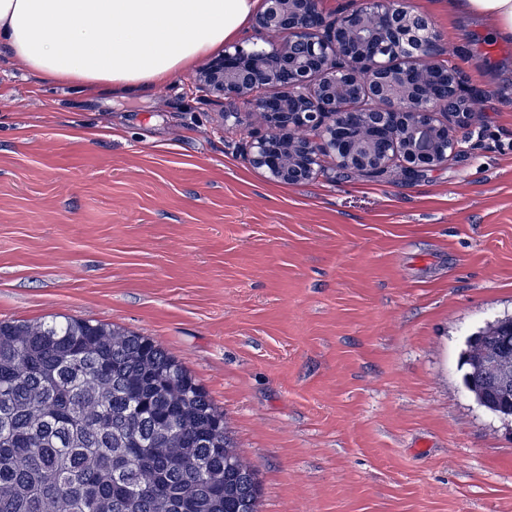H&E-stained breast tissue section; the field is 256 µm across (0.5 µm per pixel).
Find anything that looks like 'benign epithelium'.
I'll list each match as a JSON object with an SVG mask.
<instances>
[{"label": "benign epithelium", "instance_id": "7a95c632", "mask_svg": "<svg viewBox=\"0 0 512 512\" xmlns=\"http://www.w3.org/2000/svg\"><path fill=\"white\" fill-rule=\"evenodd\" d=\"M252 30L190 83L229 105L227 124L243 109L261 118L265 132L246 142L243 159L268 181L307 183L328 155L347 172L396 162L414 178L460 152L452 127L469 124L472 92L408 0H356L332 18L320 0H262ZM476 363L511 417V322Z\"/></svg>", "mask_w": 512, "mask_h": 512}]
</instances>
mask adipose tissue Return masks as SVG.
I'll return each instance as SVG.
<instances>
[{
  "label": "adipose tissue",
  "mask_w": 512,
  "mask_h": 512,
  "mask_svg": "<svg viewBox=\"0 0 512 512\" xmlns=\"http://www.w3.org/2000/svg\"><path fill=\"white\" fill-rule=\"evenodd\" d=\"M258 0H0V44L48 84L128 96L189 73L236 38ZM512 38V0H448Z\"/></svg>",
  "instance_id": "1"
}]
</instances>
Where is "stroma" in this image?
I'll list each match as a JSON object with an SVG mask.
<instances>
[{
  "label": "stroma",
  "instance_id": "stroma-1",
  "mask_svg": "<svg viewBox=\"0 0 512 512\" xmlns=\"http://www.w3.org/2000/svg\"><path fill=\"white\" fill-rule=\"evenodd\" d=\"M479 100L459 155L408 180L246 165L254 116L181 75L53 87L0 47V320L147 336L223 411L261 512H512V417L466 388L512 316V41L409 0Z\"/></svg>",
  "mask_w": 512,
  "mask_h": 512
}]
</instances>
